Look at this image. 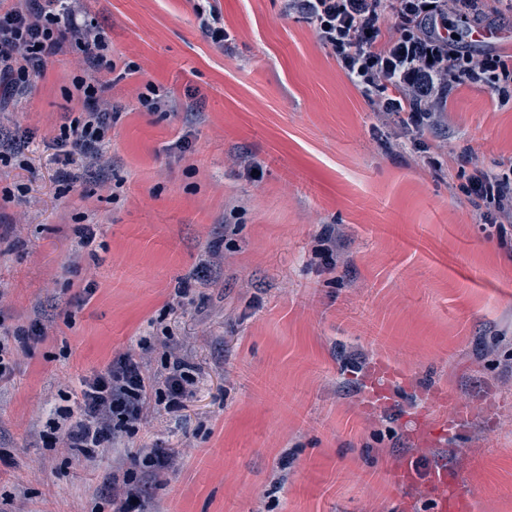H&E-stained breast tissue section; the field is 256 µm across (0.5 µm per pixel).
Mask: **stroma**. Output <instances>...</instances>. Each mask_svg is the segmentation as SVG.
Returning <instances> with one entry per match:
<instances>
[{
  "label": "stroma",
  "mask_w": 512,
  "mask_h": 512,
  "mask_svg": "<svg viewBox=\"0 0 512 512\" xmlns=\"http://www.w3.org/2000/svg\"><path fill=\"white\" fill-rule=\"evenodd\" d=\"M216 5L222 50L193 0H86L114 60L139 70L107 90L122 115L73 190L50 144L79 109L77 54L0 113L1 139L33 135L26 165L0 167V188L27 190L0 202V323L45 328L0 386V512H112V475L142 448L179 460L147 512H432L423 480L440 464L470 512H512V248L459 190L512 163V103L457 86L422 136L441 150L432 167L283 0ZM150 81L180 112L140 105ZM187 124L193 151L166 152ZM77 224L94 225L93 252ZM329 224L344 230L334 272L315 254ZM212 250L221 271L179 296ZM165 325L198 378L183 407L150 409L91 459L48 445L81 378L123 355L162 372L163 349L139 341ZM403 462L418 479L399 486ZM209 4L208 9L200 4L195 5V12L199 19V28L203 35L219 49H224V45L230 42L231 35L226 27L224 21L214 5Z\"/></svg>",
  "instance_id": "1"
}]
</instances>
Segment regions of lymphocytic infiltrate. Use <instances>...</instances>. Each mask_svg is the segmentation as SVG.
<instances>
[{"instance_id":"lymphocytic-infiltrate-1","label":"lymphocytic infiltrate","mask_w":512,"mask_h":512,"mask_svg":"<svg viewBox=\"0 0 512 512\" xmlns=\"http://www.w3.org/2000/svg\"><path fill=\"white\" fill-rule=\"evenodd\" d=\"M511 5L512 0H286L284 11L313 24L319 41L360 91L377 97L385 113L397 116L405 129L421 132L430 125L429 113L411 111L408 102L388 94L390 76L400 75L413 85L451 69L456 82L479 84L498 96L512 93L511 65L497 55L463 53L453 36L455 22L467 21L469 9L497 12ZM388 18L395 35L385 40L381 25ZM70 48L95 72L116 68L105 33L82 0H0V97L25 91L53 58ZM73 86L80 112L65 118L54 140L63 155L59 176L70 183L76 177L69 165L99 155L121 116L118 107L104 100L101 80L78 76ZM464 192L483 202L481 226L495 228L499 241L507 242L512 233L502 216L512 213V169L475 171ZM41 334L36 323L0 329V384L11 380L16 356ZM196 383L183 363H173L159 385L132 358H121L82 382L75 397L77 417L67 432L82 454H94L108 447L116 429L137 432L150 403L182 406Z\"/></svg>"}]
</instances>
